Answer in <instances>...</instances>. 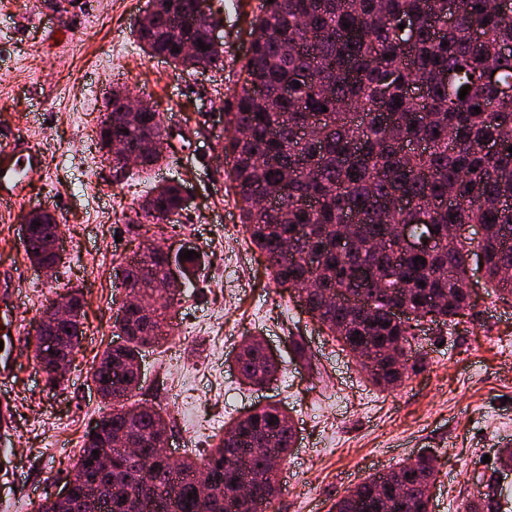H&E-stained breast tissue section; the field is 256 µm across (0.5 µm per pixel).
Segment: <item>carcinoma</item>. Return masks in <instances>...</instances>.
Wrapping results in <instances>:
<instances>
[{"mask_svg":"<svg viewBox=\"0 0 512 512\" xmlns=\"http://www.w3.org/2000/svg\"><path fill=\"white\" fill-rule=\"evenodd\" d=\"M204 8L212 9L210 0H149L150 18L135 30L143 52L188 72L224 68V53L197 47L206 41ZM254 33L240 87L225 104L224 158L240 223L276 288L298 296L342 350L367 355L360 364L368 380L393 390L427 366L412 354L419 336L396 310L417 322L458 325L470 304L473 251L484 255L486 287L504 303L512 299V282L503 278L512 268V94L503 93L512 88V52H504L512 47V11L498 10L495 0H265ZM186 42L195 54L175 52ZM417 81L426 95L416 99L408 88ZM163 132L155 108L112 126L142 151L143 168L162 159ZM406 142L421 149L405 154ZM488 144L497 149L485 150ZM281 191L280 205L256 207V197ZM397 195L407 206L391 204ZM139 210L157 224L169 220L183 210L179 189L152 190ZM349 213L356 215L350 225ZM398 224L434 245L419 252L397 246ZM450 224H482L487 234L456 241ZM59 228L46 216L24 242L37 266H50L43 242ZM165 269V256L150 248L120 267V288H139L160 304L116 320L125 343L104 352L93 372L112 419L88 433L76 460L86 483L70 506L59 511L44 502L38 512H87L89 498L109 505L107 512H269L280 494L278 472L253 452L272 448L285 460L298 440L293 418L276 404L225 424L203 455L175 462L154 455L168 437L166 420L133 397L141 389V350L171 335L168 311L178 295L167 288ZM82 307L76 299L69 327L34 336V358L52 385L60 383L52 374L57 358L73 354L83 335ZM234 368L249 386L281 371L256 336L243 337ZM125 432L137 436L142 459L117 457L107 472L93 451ZM202 470L215 491L205 510L195 483ZM438 477L433 458L420 455L411 467L397 463L348 489L332 512H378L382 504L390 512H424ZM242 482L253 485L249 506L228 496ZM486 488L466 501L465 512L492 508L498 490Z\"/></svg>","mask_w":512,"mask_h":512,"instance_id":"carcinoma-1","label":"carcinoma"}]
</instances>
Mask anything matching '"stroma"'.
Here are the masks:
<instances>
[{
    "label": "stroma",
    "mask_w": 512,
    "mask_h": 512,
    "mask_svg": "<svg viewBox=\"0 0 512 512\" xmlns=\"http://www.w3.org/2000/svg\"><path fill=\"white\" fill-rule=\"evenodd\" d=\"M147 0H0V135L41 153L15 207L0 209V280L17 301L0 300V325L20 320L13 372L0 389L10 419L0 425V512H35L62 486L102 403L92 374L117 341L114 321L124 295L115 271L146 239L192 241L207 264L174 307L187 336L179 355L169 345L142 353L140 400L168 415L169 454L210 446L232 418L266 403L292 415L298 442L284 468L287 487L270 512H330L350 488L405 459L430 454L439 467L434 512L463 505L512 471L497 450L512 443V305L479 287L453 333L421 329L427 367L393 391L368 382L355 361L296 299L276 291L265 258L244 234L227 165L224 104L236 89L262 0H220L224 67L191 75L148 58L133 36ZM137 87L167 112L164 164L115 178L100 144V120L112 86ZM178 181L190 201L170 226L132 224L140 201L157 184ZM61 225L64 263L47 278L26 257L21 217L34 207ZM84 299V334L66 379L50 387L34 358V323L69 291ZM263 337L282 367L263 390L233 370L244 336ZM302 337L308 357L289 343ZM182 400L170 406L173 388Z\"/></svg>",
    "instance_id": "stroma-1"
}]
</instances>
